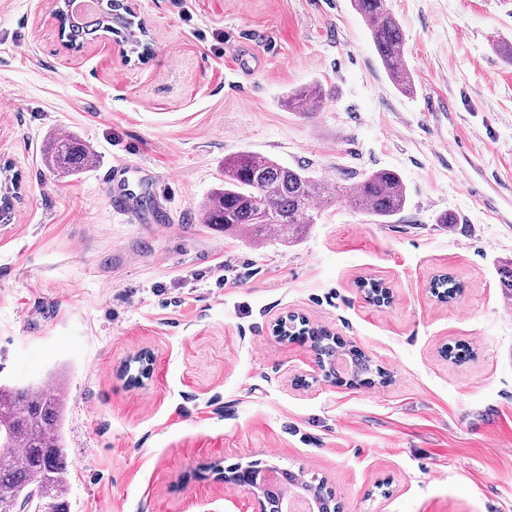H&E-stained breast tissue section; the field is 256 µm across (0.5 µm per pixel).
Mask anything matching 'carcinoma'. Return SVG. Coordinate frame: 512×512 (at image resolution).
Masks as SVG:
<instances>
[{"instance_id": "carcinoma-1", "label": "carcinoma", "mask_w": 512, "mask_h": 512, "mask_svg": "<svg viewBox=\"0 0 512 512\" xmlns=\"http://www.w3.org/2000/svg\"><path fill=\"white\" fill-rule=\"evenodd\" d=\"M364 19L372 44L394 86L413 91V77L404 63L405 40L386 0H353ZM120 10L106 0L98 13L84 19L68 17L66 36L75 44L99 32L112 31V13ZM322 101L318 86H307L288 95V109L306 112ZM87 145L74 137H56L44 150L43 161L51 172L65 174L92 165ZM407 201L398 173L373 171L349 184L334 188L306 172L249 151L224 159V186L215 190L201 206L202 223L226 232L246 231L248 237L273 236L294 242L315 223L318 213L345 202L387 224ZM66 390L51 378L36 387H0V447L17 448L13 459L0 462V512H24L25 495L36 489L48 502L49 512H70L67 498L69 465L62 437Z\"/></svg>"}]
</instances>
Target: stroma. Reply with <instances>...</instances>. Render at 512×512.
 Listing matches in <instances>:
<instances>
[{
	"label": "stroma",
	"mask_w": 512,
	"mask_h": 512,
	"mask_svg": "<svg viewBox=\"0 0 512 512\" xmlns=\"http://www.w3.org/2000/svg\"><path fill=\"white\" fill-rule=\"evenodd\" d=\"M134 3V38L68 48L53 0H0V385L65 383L70 512H258L211 471L254 462L326 483L340 512H512V0H386L409 94L351 0ZM308 85L320 107L289 111ZM60 134L92 167L45 168ZM241 150L331 185L393 170L407 203L387 224L336 204L292 246L227 235L199 206ZM289 313L372 372L325 377L273 335ZM143 350L151 378L120 375Z\"/></svg>",
	"instance_id": "stroma-1"
}]
</instances>
